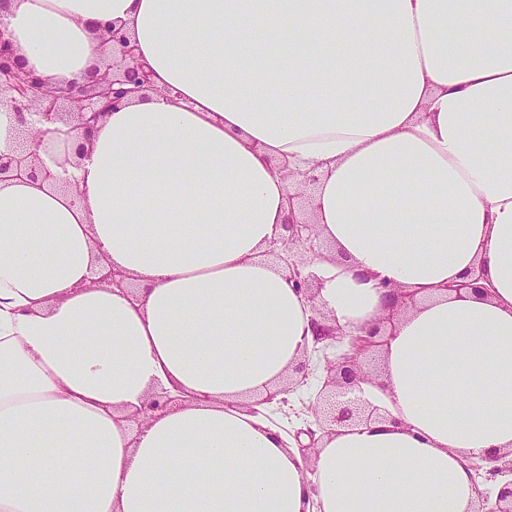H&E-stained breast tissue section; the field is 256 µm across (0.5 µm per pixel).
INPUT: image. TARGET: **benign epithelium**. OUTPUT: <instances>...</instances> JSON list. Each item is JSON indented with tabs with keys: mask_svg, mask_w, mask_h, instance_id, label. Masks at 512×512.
Instances as JSON below:
<instances>
[{
	"mask_svg": "<svg viewBox=\"0 0 512 512\" xmlns=\"http://www.w3.org/2000/svg\"><path fill=\"white\" fill-rule=\"evenodd\" d=\"M102 41L108 55L103 69H95L86 76L83 84L73 83L67 89L51 90L45 79L33 70L21 66L13 42L0 29V106L14 113L20 126V139L16 149L8 154L0 153V182L14 179L41 180L57 183L56 175L39 160L34 146L38 143L44 127L57 122H72L85 139H90L104 116L126 105L135 95L151 88L150 74L138 62L129 36L120 28L111 25L103 29ZM286 234L273 241L271 251H292L302 246L310 252L316 251L319 234L308 214L291 216L283 225ZM288 282L304 293L308 302L315 303L311 274L305 272V263L287 262ZM386 288L387 312L378 320L347 333L322 310H315L311 317L313 332L312 349L319 344L336 345L339 349L334 359L326 360L328 391L319 394L310 405L317 429L307 428L303 434L316 445L317 431L331 434L338 428H354L385 419L381 409L361 399V385L371 380L362 369L361 359L369 352H381L394 336L396 320L407 310L416 306L414 293L403 288ZM308 360L294 366L288 378L273 390L253 402L255 406L270 404L278 399L286 402L283 395L306 379ZM178 402V397L163 391L151 397L147 410L159 411ZM469 468L480 471L488 466L489 474L512 473V449L487 453L468 460ZM473 512H512V480L508 481L496 495L495 507L486 508L482 494L476 495Z\"/></svg>",
	"mask_w": 512,
	"mask_h": 512,
	"instance_id": "1",
	"label": "benign epithelium"
}]
</instances>
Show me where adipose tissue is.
Here are the masks:
<instances>
[{"instance_id":"adipose-tissue-1","label":"adipose tissue","mask_w":512,"mask_h":512,"mask_svg":"<svg viewBox=\"0 0 512 512\" xmlns=\"http://www.w3.org/2000/svg\"><path fill=\"white\" fill-rule=\"evenodd\" d=\"M123 27L153 88L100 122L80 198L0 182V512H472L512 449V0H12L25 68L83 82ZM316 168L317 302L414 292L307 473L245 404L310 307L267 259ZM109 266L136 288L95 283ZM478 280L480 291L453 292ZM181 396L139 429L153 391Z\"/></svg>"}]
</instances>
